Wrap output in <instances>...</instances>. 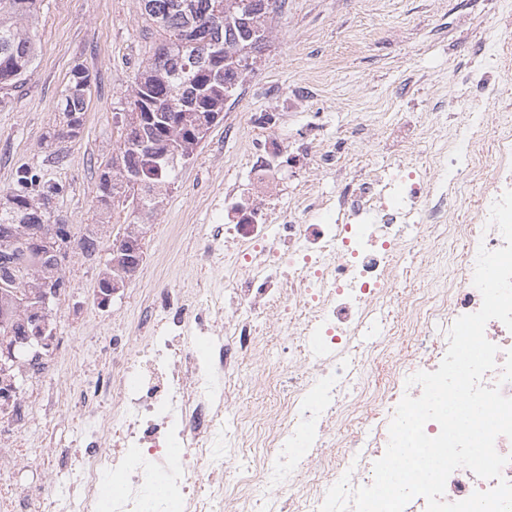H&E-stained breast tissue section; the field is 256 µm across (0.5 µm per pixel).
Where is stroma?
<instances>
[{"instance_id":"stroma-1","label":"stroma","mask_w":512,"mask_h":512,"mask_svg":"<svg viewBox=\"0 0 512 512\" xmlns=\"http://www.w3.org/2000/svg\"><path fill=\"white\" fill-rule=\"evenodd\" d=\"M512 14V0H285L271 22L268 42L238 98L224 104V121L210 129L192 159L164 194L152 217L115 209L95 255L75 254L65 269L66 289L52 311L59 345L56 367L43 379L89 381L87 362L112 366V339L134 337L153 288L179 287L196 274L195 242L224 205V185L244 181L241 159L257 137H296L317 122L324 138L370 167L390 160L394 143L436 118L432 101L449 111L474 106L465 68L474 48L481 65L494 67L512 29L497 18ZM35 42L32 73L13 91L0 92V195L29 168L62 183L53 209L80 228L98 223L99 175L120 145V112L143 58L160 41L138 0H38L30 26ZM91 75V98L77 138L46 146L58 126V106L74 65ZM238 124L228 139L224 127ZM145 223L143 261L106 306L92 291L120 228Z\"/></svg>"}]
</instances>
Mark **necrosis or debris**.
<instances>
[{
  "mask_svg": "<svg viewBox=\"0 0 512 512\" xmlns=\"http://www.w3.org/2000/svg\"><path fill=\"white\" fill-rule=\"evenodd\" d=\"M509 66L511 48L473 75L479 112L426 130L429 153L400 150L353 170L335 143L309 135V175L287 206L268 196L285 141L251 145L256 203H238V183L225 184L202 275L155 290L114 370L56 389L37 378L0 398V512H320L342 476L353 489L370 485L397 405L422 393L408 378L437 370L454 322L482 305L479 248L505 245L488 219L512 190V113L499 108ZM489 111L487 133L479 115ZM456 174L474 188L462 213L448 205ZM316 175L336 191L316 190ZM228 249L239 262L219 291L213 274ZM410 255L430 273L427 288L407 287ZM372 365L382 371L374 380ZM75 412L91 433L60 447L51 431ZM34 418L47 433L39 481L24 490L15 473Z\"/></svg>",
  "mask_w": 512,
  "mask_h": 512,
  "instance_id": "necrosis-or-debris-1",
  "label": "necrosis or debris"
}]
</instances>
